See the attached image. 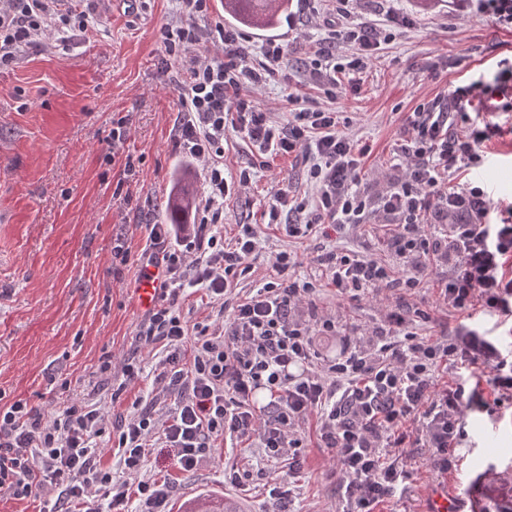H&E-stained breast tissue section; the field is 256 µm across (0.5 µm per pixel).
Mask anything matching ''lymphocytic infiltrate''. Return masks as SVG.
Wrapping results in <instances>:
<instances>
[{"mask_svg": "<svg viewBox=\"0 0 512 512\" xmlns=\"http://www.w3.org/2000/svg\"><path fill=\"white\" fill-rule=\"evenodd\" d=\"M178 2L182 21L160 30L165 51L176 62L172 80L181 112L175 141L201 162L206 191L196 223L149 227L165 276L160 302L141 321L138 336L165 346L168 385L179 399L165 421L141 412L121 423L112 440L123 472L118 480L96 448L106 431L101 409L69 401L49 422L20 401L0 409V488L17 498L60 490L69 512H128L132 497L139 512H166L168 483L140 477L156 437L175 449L176 465L184 472L197 466L212 441L227 435L242 441L259 437L269 457L288 455L289 469L297 470L303 464L298 426L314 413L320 441L336 454L346 512H375L406 486L405 449H427L434 464L450 470L465 436L466 412L512 405V353L475 326L433 341L420 337L399 304L388 307L384 324L371 332L340 330L311 305L313 282L287 278L288 270L303 264L288 250L275 255L276 278L237 301L223 331L207 323L187 325L176 310L184 290L198 286L225 301L251 272L259 250L251 227L229 243L213 231L224 221L225 197L252 181L247 169L237 182L225 178L224 133H240L260 160L290 154L304 159L311 198L280 188L267 203L269 223L279 225L286 238L340 234L376 214L390 220L389 245L405 276L395 277L377 260L326 249L312 261L323 266L339 293L360 300L383 289L411 291L431 267L449 308L512 317V207L492 221L495 206L481 186L448 184L462 167L479 165L481 146L501 132L499 124L473 122L474 101L512 112V60L502 59L496 73L479 74L450 95L420 105L400 146L404 172L374 192L361 184L367 150L339 131L335 108L302 107L292 95V117L280 123L254 105L251 88L284 66L281 45L262 46V59L254 64L238 34L224 30L223 57L201 59L190 49L209 38L196 24L208 11V0ZM349 2L336 0L339 20L328 25L322 47L306 64L328 100L336 97L337 74L364 69L381 43L392 39V27L408 22L393 17L388 29L348 23ZM71 25L84 30L89 20L65 0H0V68L46 31ZM340 43L356 46V56L337 62L332 49ZM178 232L187 242L182 251L168 247ZM323 333L338 336L336 356L318 351L315 338ZM443 362L456 371L445 384L436 376ZM260 389L269 400L258 407L254 396Z\"/></svg>", "mask_w": 512, "mask_h": 512, "instance_id": "lymphocytic-infiltrate-1", "label": "lymphocytic infiltrate"}]
</instances>
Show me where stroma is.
Returning a JSON list of instances; mask_svg holds the SVG:
<instances>
[{"label": "stroma", "instance_id": "obj_1", "mask_svg": "<svg viewBox=\"0 0 512 512\" xmlns=\"http://www.w3.org/2000/svg\"><path fill=\"white\" fill-rule=\"evenodd\" d=\"M80 7L94 13V26L51 31L0 69V406L20 400L49 418L65 395L102 408L113 424L138 407L163 421L174 395L161 376L162 345L137 338L144 312L136 288L148 227L163 223L174 182L184 177L195 193L203 191L199 163L175 145L181 106L160 38L162 26L178 21V4L132 0L125 7L115 0H82ZM349 10L353 23L378 24L394 14L413 21L375 52L359 76L358 91L345 83L336 89L341 133L371 147L362 182L380 188L400 160L408 116L512 56V33L463 9L459 0H432L426 8L418 0H351ZM335 17L333 0L318 10L308 0H289L287 18L272 31L240 27L249 55H258L268 42L280 43L292 76L287 83L273 76L252 90L258 107L285 120L289 94L324 102L323 89L306 78L304 63L319 46L325 22ZM121 119L127 133L116 146L112 130ZM494 120L506 132L484 144L487 163L460 172L456 180L482 184L493 201H512V116L498 112ZM129 159L136 173L127 178ZM252 161L243 138L227 132L225 177L236 179ZM253 169L252 185L224 203V234L249 224L261 245L234 297L248 294L269 272L274 254L291 246L302 256L327 246L398 266L380 240L379 216L339 236L290 244L267 226L264 211L272 187L307 191L306 167L301 158L277 156ZM118 186L124 191L119 198L113 195ZM119 241L127 252L122 260L113 252ZM315 301L321 316L364 332L383 321L393 302L419 308L413 328L432 340L459 322L440 305L431 272L411 295L352 301L325 285ZM107 359L112 369L105 373L101 365ZM131 361L140 372L128 381L123 365ZM315 423L311 416L303 426L305 464L297 474H289L287 458L267 457L256 437L237 445L215 442L187 473L176 468L173 449L156 448L142 474L169 483V512L197 494L235 499L244 512H344L336 458L321 447ZM465 430L449 473H440L425 449H408V490L385 500L377 512H426L430 492L447 486L474 487L481 512H512V409L468 412ZM228 467L237 468L242 485L225 483ZM278 483L288 484V497L270 496Z\"/></svg>", "mask_w": 512, "mask_h": 512}]
</instances>
